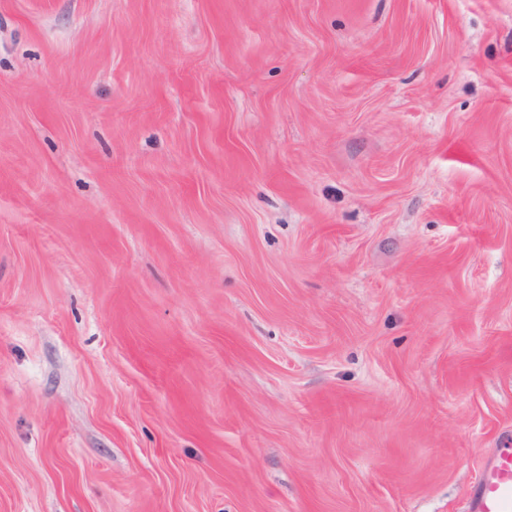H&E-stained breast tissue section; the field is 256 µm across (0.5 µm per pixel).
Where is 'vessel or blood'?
Segmentation results:
<instances>
[{"label":"vessel or blood","instance_id":"vessel-or-blood-1","mask_svg":"<svg viewBox=\"0 0 512 512\" xmlns=\"http://www.w3.org/2000/svg\"><path fill=\"white\" fill-rule=\"evenodd\" d=\"M467 512H512V448L496 449L486 459Z\"/></svg>","mask_w":512,"mask_h":512}]
</instances>
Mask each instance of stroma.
Here are the masks:
<instances>
[{
  "label": "stroma",
  "instance_id": "stroma-1",
  "mask_svg": "<svg viewBox=\"0 0 512 512\" xmlns=\"http://www.w3.org/2000/svg\"><path fill=\"white\" fill-rule=\"evenodd\" d=\"M512 448V0H0V512H466Z\"/></svg>",
  "mask_w": 512,
  "mask_h": 512
}]
</instances>
